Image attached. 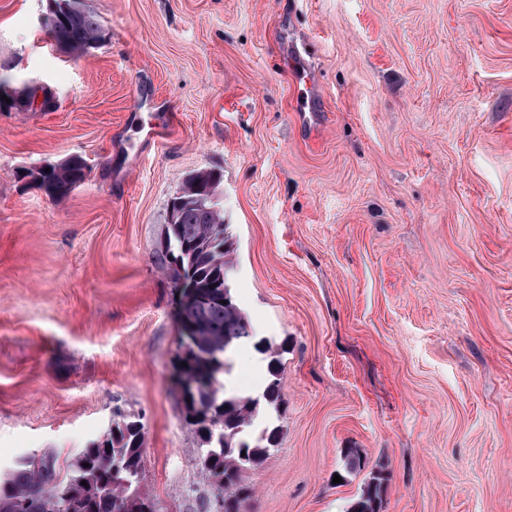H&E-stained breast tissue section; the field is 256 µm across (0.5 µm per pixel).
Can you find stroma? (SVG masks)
Returning a JSON list of instances; mask_svg holds the SVG:
<instances>
[{
    "instance_id": "obj_1",
    "label": "stroma",
    "mask_w": 512,
    "mask_h": 512,
    "mask_svg": "<svg viewBox=\"0 0 512 512\" xmlns=\"http://www.w3.org/2000/svg\"><path fill=\"white\" fill-rule=\"evenodd\" d=\"M85 3L106 37L76 57L47 0H0V76L54 101L0 104V471L65 468L123 416L155 512H210L163 247L210 170L232 298L285 348L240 512H346L377 468L383 512H512V0ZM72 156L53 203L32 173ZM264 377L246 346L226 386ZM346 448L364 466L337 483ZM62 165H64V162ZM86 176L87 165L85 161L81 157L70 158L61 171L44 177L37 184L50 200L62 202L85 180Z\"/></svg>"
}]
</instances>
